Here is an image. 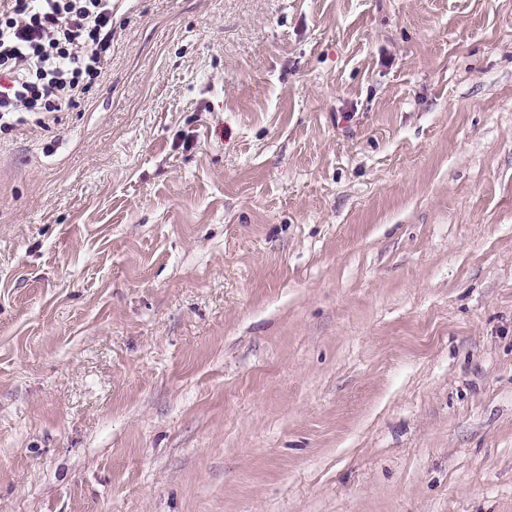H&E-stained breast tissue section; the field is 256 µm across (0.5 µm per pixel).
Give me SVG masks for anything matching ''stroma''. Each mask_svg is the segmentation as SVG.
<instances>
[{"instance_id": "obj_1", "label": "stroma", "mask_w": 512, "mask_h": 512, "mask_svg": "<svg viewBox=\"0 0 512 512\" xmlns=\"http://www.w3.org/2000/svg\"><path fill=\"white\" fill-rule=\"evenodd\" d=\"M0 512H512V0H116L0 131Z\"/></svg>"}]
</instances>
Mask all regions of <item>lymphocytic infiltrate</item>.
Instances as JSON below:
<instances>
[{"mask_svg": "<svg viewBox=\"0 0 512 512\" xmlns=\"http://www.w3.org/2000/svg\"><path fill=\"white\" fill-rule=\"evenodd\" d=\"M111 42L112 0H0V126L74 104Z\"/></svg>", "mask_w": 512, "mask_h": 512, "instance_id": "lymphocytic-infiltrate-1", "label": "lymphocytic infiltrate"}]
</instances>
